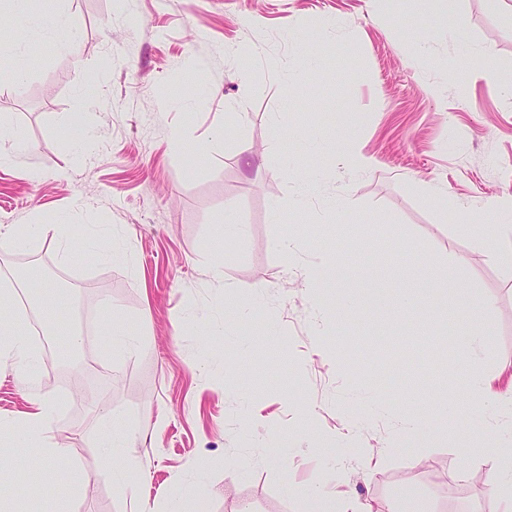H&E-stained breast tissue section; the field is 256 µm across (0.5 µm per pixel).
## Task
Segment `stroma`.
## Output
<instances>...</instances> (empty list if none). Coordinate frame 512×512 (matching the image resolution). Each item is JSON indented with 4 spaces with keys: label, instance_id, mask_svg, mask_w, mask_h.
Masks as SVG:
<instances>
[{
    "label": "stroma",
    "instance_id": "stroma-1",
    "mask_svg": "<svg viewBox=\"0 0 512 512\" xmlns=\"http://www.w3.org/2000/svg\"><path fill=\"white\" fill-rule=\"evenodd\" d=\"M35 8L67 16L69 35L59 49L41 31L20 42L0 30V68L18 55L29 62L0 94V149L12 154L0 168V236L62 218L74 241L67 256L37 235L2 246L0 276L35 257L70 283L58 318L91 325L83 365L108 387L91 404L52 393L55 433L91 476L71 488L60 462L24 484L0 477L14 512H131L143 500L166 512L184 484L206 512H302L324 487L396 500L411 490L434 512H495L493 462L467 450L512 435V410L469 403L468 386L475 374L512 372V266L485 252L501 222L483 207L512 199V25L502 20L512 0H453L445 13L437 0L422 13L413 0ZM292 69L299 85L288 83ZM328 140L350 142L372 169L352 176L342 152L319 153ZM309 166L311 193L299 178ZM342 196L348 209L336 206ZM229 213L245 232L225 242L217 281L205 256ZM116 231L130 264L85 246L94 234L107 247ZM291 235L300 248L289 268L279 244ZM320 241L355 269L384 265V248L396 246L397 272L326 286L314 306L303 273L320 265ZM423 260L463 265L460 282L491 299L478 353L436 355L470 327L468 312L441 329L394 306ZM258 286V313H225L226 288L248 296ZM112 318L138 336L136 354L106 336ZM273 324L287 339L260 345ZM33 345L37 385L0 363L2 417L52 392L51 377L72 375L64 333ZM422 387L451 394L447 420L416 405ZM106 414L135 434L132 447L98 448ZM135 462L144 479L119 487L115 473Z\"/></svg>",
    "mask_w": 512,
    "mask_h": 512
}]
</instances>
